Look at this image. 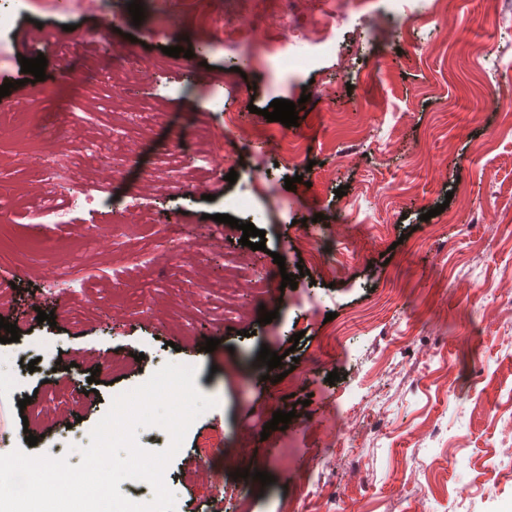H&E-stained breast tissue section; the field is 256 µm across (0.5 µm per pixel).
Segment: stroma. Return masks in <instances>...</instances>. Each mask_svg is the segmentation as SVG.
<instances>
[{
	"mask_svg": "<svg viewBox=\"0 0 512 512\" xmlns=\"http://www.w3.org/2000/svg\"><path fill=\"white\" fill-rule=\"evenodd\" d=\"M141 3V24L124 18L86 44L74 33L98 28L97 18L40 0L21 9L0 0L8 18L0 37L12 53L31 57L26 37L36 30L54 36L45 80L22 82L13 65L16 86L0 98V184L23 195L0 215V273L17 283L0 317L20 335L0 343V455L21 448L78 465V447L89 445L112 398L175 362L196 367L197 388L216 402L191 424L166 471L175 512H328L324 496L338 488L347 512H417L421 504L428 512H512V459L497 446L502 420L512 416V308L497 301L512 289V241L501 234L512 222V131L483 108L496 92L490 68L512 75V22L486 15L481 0H442L443 21L404 35L386 22L336 29L332 56L295 40V54L315 64L269 75L262 60L219 51L225 24L260 35L292 22L320 28L338 0ZM182 44L193 55L180 64L165 49ZM146 60L159 65L153 85L116 94L117 66ZM241 84L252 87L251 98L237 96ZM276 99L297 103V125L262 116ZM226 108L250 133L297 146L302 164H278L257 150L235 164L238 183L212 180L209 165L236 147L224 129ZM131 112L156 120L142 128L129 122ZM102 142L115 172L98 166L93 148ZM27 145L41 158L67 152L90 182L108 186L110 200L91 214L73 210L68 224L32 223V214L68 202L44 191L40 165L18 163ZM340 150L346 158L337 167ZM170 160L179 170L173 190L149 193L144 172ZM289 177L295 189H286ZM250 178L273 195L257 196L250 211L228 206ZM129 197L142 199L154 225L192 227L207 214L253 223L265 248L241 245V230L227 224L222 250L211 254L127 240V226L113 219ZM440 203L447 222L435 234L424 215ZM318 213L334 221L333 233L315 221ZM301 219L324 240L331 264L317 280L297 274L313 265L294 238ZM108 230L115 245L104 249ZM228 251L269 269L273 254L284 256L296 289H271L263 309L225 321L224 296L235 290L224 279ZM46 257L51 269L71 272L75 290L37 308L30 300L42 293L38 263ZM42 310L53 312L54 324L37 322ZM265 310L278 318L261 323ZM210 338L219 344L208 353ZM264 345L284 356L280 381L267 379L257 358ZM384 353L396 368L374 377ZM112 355L120 372L104 366ZM297 358L318 367L301 374ZM60 364L67 374L57 372ZM332 371L339 379L330 383ZM370 392L384 399L385 413L369 414L352 453L336 455L320 478L324 495L303 500L308 462L339 422V396L355 403ZM27 395L31 403L19 408ZM279 410L292 413L291 422L263 435ZM381 419L386 436L375 442L369 429ZM29 433L36 445H28ZM285 443L292 455L282 453ZM244 469L275 481L244 479L242 506L215 485Z\"/></svg>",
	"mask_w": 512,
	"mask_h": 512,
	"instance_id": "1",
	"label": "stroma"
}]
</instances>
